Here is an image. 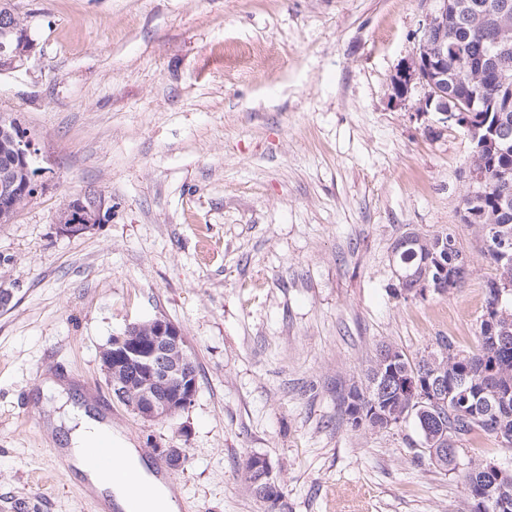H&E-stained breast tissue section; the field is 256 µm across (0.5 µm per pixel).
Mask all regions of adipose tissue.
<instances>
[{"mask_svg":"<svg viewBox=\"0 0 512 512\" xmlns=\"http://www.w3.org/2000/svg\"><path fill=\"white\" fill-rule=\"evenodd\" d=\"M63 424L70 429L67 460L75 466H82L87 449L100 440L109 439L125 448L123 461L111 471L86 473L91 488L108 495L121 512H177L169 487L147 472L137 448L120 430L79 408L70 409L68 422H61L56 416L48 422L53 429Z\"/></svg>","mask_w":512,"mask_h":512,"instance_id":"ef3b65f1","label":"adipose tissue"}]
</instances>
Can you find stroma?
Wrapping results in <instances>:
<instances>
[{"instance_id":"stroma-1","label":"stroma","mask_w":512,"mask_h":512,"mask_svg":"<svg viewBox=\"0 0 512 512\" xmlns=\"http://www.w3.org/2000/svg\"><path fill=\"white\" fill-rule=\"evenodd\" d=\"M33 44L0 74V114L39 144L48 185L0 224V512H96L47 433L67 383L141 457L182 448L179 512H267L244 477L267 458L284 512H467L458 474L393 429L353 428L377 349L477 346L493 274L462 224L470 141L392 100L430 0H10ZM100 191L78 237L56 216ZM453 230L460 287L397 296L392 246ZM180 326L194 402L147 423L112 398L99 353L130 325ZM112 206L103 194L70 200L58 218L60 230L70 236H81L100 224Z\"/></svg>"}]
</instances>
